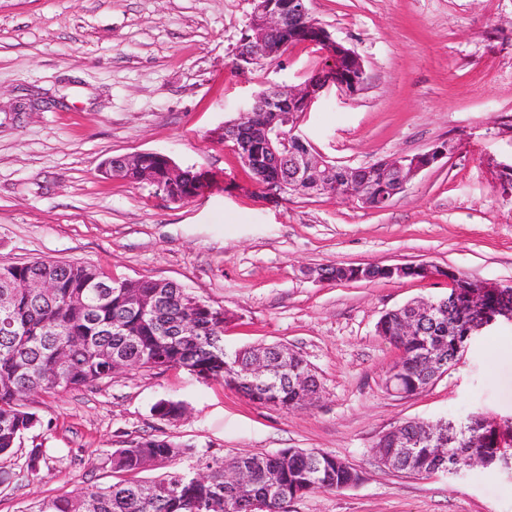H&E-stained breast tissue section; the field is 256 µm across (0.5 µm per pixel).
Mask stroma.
<instances>
[{
    "label": "stroma",
    "instance_id": "obj_1",
    "mask_svg": "<svg viewBox=\"0 0 512 512\" xmlns=\"http://www.w3.org/2000/svg\"><path fill=\"white\" fill-rule=\"evenodd\" d=\"M252 0H0V265L80 262L107 276L175 282L224 307V347L283 344L315 370L309 407L260 405L238 388L179 369H135L88 386L27 396L40 427L0 467V512L117 481L107 456L147 436L192 445L140 472L152 480L206 460L287 448L334 454L363 475L310 493L288 512H512V475L451 478L381 465L380 435L406 420L512 415V324L473 339L425 391L397 396L399 352L379 336L388 311L447 295L444 280L336 283L321 268L426 261L512 285V0H312V16L356 51L362 91L327 88L302 130L330 163L366 167L452 141L386 209L329 197H264L222 128L254 94L297 87L320 46L240 72L233 53ZM167 155L210 188L174 203L146 183L103 178L104 160ZM161 398L186 414L161 420ZM47 463L28 474L30 449Z\"/></svg>",
    "mask_w": 512,
    "mask_h": 512
}]
</instances>
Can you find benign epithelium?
I'll return each instance as SVG.
<instances>
[{
    "label": "benign epithelium",
    "mask_w": 512,
    "mask_h": 512,
    "mask_svg": "<svg viewBox=\"0 0 512 512\" xmlns=\"http://www.w3.org/2000/svg\"><path fill=\"white\" fill-rule=\"evenodd\" d=\"M254 7L248 28L255 36L240 40L235 56L241 68L257 62L270 54L284 55L290 46L298 42H313L322 46L325 53V65L314 73L298 88H271L258 93L252 105L249 118L256 112H272L274 118L257 126L261 150L255 154L243 153V160L255 168L258 183H263L265 168L288 161V179L279 184V192L288 194L289 189L302 184L308 186L314 196L352 199L354 202L368 204L375 199L387 208L394 199L404 193L412 180L424 170L432 167L440 159L450 155L454 147L446 141L433 145L429 150L412 154L398 155L383 159L373 167L383 172V176L371 174V168H349L328 163L321 155L314 153L307 140L300 134V124L309 112L318 95L334 85L337 89L354 95L362 90L365 82V68L362 58L355 51L336 42L331 34L313 17L311 0H252ZM146 152L133 155L112 157L105 161L102 173L112 176V172L126 167L136 158H145ZM359 189L352 197L347 189ZM345 281H375L379 279H443L448 287L460 285V275L451 268L440 267L429 262L397 263L377 265L372 263L350 264L342 267ZM28 291L45 298L53 296L57 282L47 273L30 278L24 285ZM501 291L503 286L484 283L471 287L466 299L459 306L462 315H471L469 334L474 335L497 321L498 313L486 311L482 297L486 291ZM437 304L428 299H419L404 305L407 313L398 324L390 328L396 339L402 341L413 330L415 321L431 315ZM405 372L399 368L387 376L386 387L390 392L401 396L415 395L427 386H414L411 390L402 387ZM299 391L298 407L313 403L320 389L311 385V380L300 375L293 379ZM394 448H412L414 442L403 435L394 426L383 433L375 448L386 446Z\"/></svg>",
    "instance_id": "benign-epithelium-1"
}]
</instances>
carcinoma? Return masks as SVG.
I'll return each instance as SVG.
<instances>
[{
	"label": "carcinoma",
	"instance_id": "cac0c4a2",
	"mask_svg": "<svg viewBox=\"0 0 512 512\" xmlns=\"http://www.w3.org/2000/svg\"><path fill=\"white\" fill-rule=\"evenodd\" d=\"M201 174L184 169L170 178L164 158L151 156L148 163L112 173V178L132 183L154 181L168 194L189 202L198 189ZM50 271L58 282L54 298L42 300L23 284L30 277ZM108 282L107 300L95 285ZM11 292L15 301L8 314L0 313V456L17 447L23 435L40 424L36 413L21 403L31 392H54L57 377L66 376V388H78L112 378L109 360L116 356L126 368L184 369L202 380H218L234 372L241 376V391L251 400L281 409L297 408L299 392L285 377L268 389L252 388L248 374L256 349L234 352L224 349L226 310L200 299L175 283L161 285L153 279L126 283L114 281L95 267L79 262L36 261L0 265V293ZM155 295L160 306L144 311L139 296ZM433 320L418 322L403 344L391 369L407 370V383L427 375L429 363L454 366L469 339L465 324L456 320L443 302ZM151 411L162 420H176L186 411L179 400L161 398ZM446 441L430 442L433 429L424 422L400 423L419 447L405 470L415 475L434 473V449L441 446L448 460L459 462L481 457L486 469L512 466V444L480 419L446 420ZM189 446L166 438H143L109 457L113 472L136 473L148 462L159 463L181 456ZM229 468L244 469L243 485L224 483ZM206 473L179 482L177 473L157 480L120 479L109 486H90L71 497L45 498L34 512H279V506L308 493L340 490L358 485L362 476L345 469L325 451L288 448L271 455H244L230 460L205 462ZM277 469L279 478L270 485L265 472Z\"/></svg>",
	"mask_w": 512,
	"mask_h": 512
}]
</instances>
